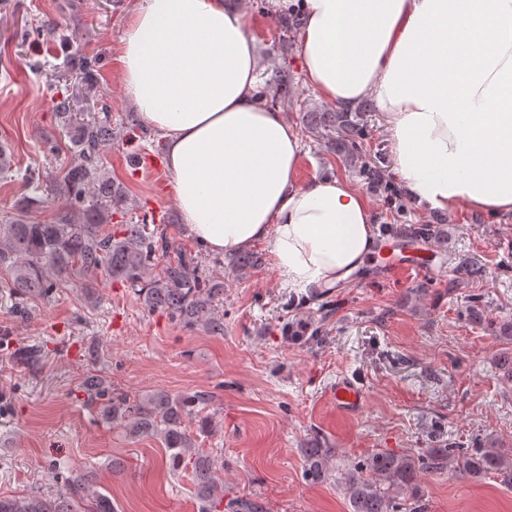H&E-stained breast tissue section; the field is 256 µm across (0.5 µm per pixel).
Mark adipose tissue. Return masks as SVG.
Returning a JSON list of instances; mask_svg holds the SVG:
<instances>
[{
  "label": "adipose tissue",
  "instance_id": "1",
  "mask_svg": "<svg viewBox=\"0 0 512 512\" xmlns=\"http://www.w3.org/2000/svg\"><path fill=\"white\" fill-rule=\"evenodd\" d=\"M292 8L319 98L374 100L404 196L512 214V0H272ZM119 77L163 139L185 231L231 255L264 242L279 288L345 282L375 252L373 211L335 177L298 180L300 133L257 94L263 55L224 0H141Z\"/></svg>",
  "mask_w": 512,
  "mask_h": 512
}]
</instances>
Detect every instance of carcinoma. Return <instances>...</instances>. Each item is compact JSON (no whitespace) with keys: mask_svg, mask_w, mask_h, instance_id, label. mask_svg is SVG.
Wrapping results in <instances>:
<instances>
[{"mask_svg":"<svg viewBox=\"0 0 512 512\" xmlns=\"http://www.w3.org/2000/svg\"><path fill=\"white\" fill-rule=\"evenodd\" d=\"M259 97L269 100L271 109L293 104L288 71L278 75L272 97L264 91ZM56 112L65 125H76L74 145L80 162L62 175L66 210L54 223L32 222L20 206L10 221L0 224V266L12 272L13 293L22 299L48 297L68 287L75 274L89 291L105 278L130 289L148 311L165 313L186 330L201 328L213 336L224 335V316L216 310L224 281L203 275L196 256L149 230L154 217L144 214L136 224L120 225L118 232L105 230L127 203L123 187L112 181L98 161L100 151L117 138L108 106L103 104L92 116L80 119L63 97L56 103ZM365 112V107L360 112L338 107L302 112L300 119L328 148L358 165L369 183L380 186V171L369 165L363 152L368 135ZM83 385L91 401L103 402L106 422L130 437L160 436L173 470L185 462L190 465L200 512H266L257 500L224 499V482L216 475L215 460L194 447L185 420L199 415V407L209 401L206 395L159 391L132 401L112 391L98 376L86 377ZM335 454L334 448L303 449L305 477L325 480ZM448 469L470 479L494 474L512 486V450L433 448L415 457L381 452L341 470L339 480L349 492L351 512H398L400 496L418 492L422 475ZM0 512H115V508L92 480L67 477L57 494L0 496Z\"/></svg>","mask_w":512,"mask_h":512,"instance_id":"1","label":"carcinoma"}]
</instances>
